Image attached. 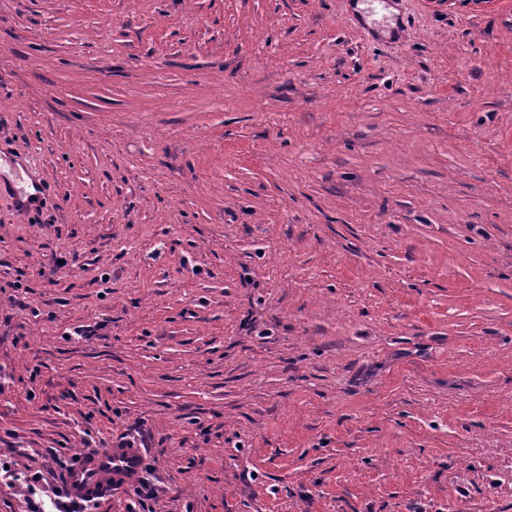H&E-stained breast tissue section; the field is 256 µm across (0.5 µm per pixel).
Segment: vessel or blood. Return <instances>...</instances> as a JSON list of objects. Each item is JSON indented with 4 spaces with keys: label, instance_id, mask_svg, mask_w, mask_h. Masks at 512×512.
Instances as JSON below:
<instances>
[{
    "label": "vessel or blood",
    "instance_id": "b4317fda",
    "mask_svg": "<svg viewBox=\"0 0 512 512\" xmlns=\"http://www.w3.org/2000/svg\"><path fill=\"white\" fill-rule=\"evenodd\" d=\"M144 463V449L121 442L109 448L85 451L78 454L68 468V493L77 501L101 498L114 489L132 484Z\"/></svg>",
    "mask_w": 512,
    "mask_h": 512
}]
</instances>
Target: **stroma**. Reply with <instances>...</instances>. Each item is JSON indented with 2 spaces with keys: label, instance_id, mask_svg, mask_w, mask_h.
<instances>
[{
  "label": "stroma",
  "instance_id": "obj_1",
  "mask_svg": "<svg viewBox=\"0 0 512 512\" xmlns=\"http://www.w3.org/2000/svg\"><path fill=\"white\" fill-rule=\"evenodd\" d=\"M0 0V452L153 512H512V0ZM0 480L25 486L28 512H90L97 503L77 502L99 499L117 488L127 487L139 476L145 463V448L113 442L111 448H98L78 454L66 473L63 486L46 488L39 473H19L0 455ZM5 465L9 469H5ZM74 499V500H73ZM76 500V501H75Z\"/></svg>",
  "mask_w": 512,
  "mask_h": 512
}]
</instances>
